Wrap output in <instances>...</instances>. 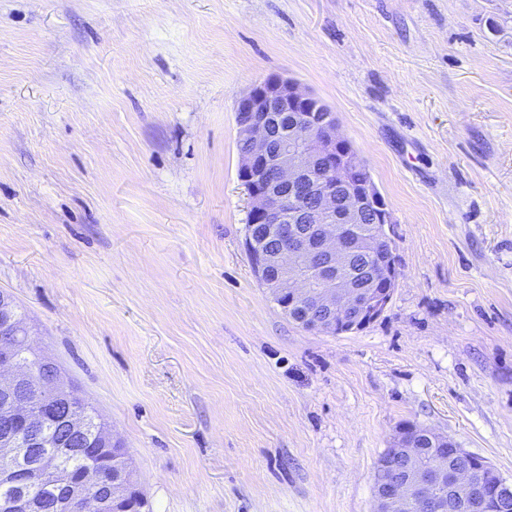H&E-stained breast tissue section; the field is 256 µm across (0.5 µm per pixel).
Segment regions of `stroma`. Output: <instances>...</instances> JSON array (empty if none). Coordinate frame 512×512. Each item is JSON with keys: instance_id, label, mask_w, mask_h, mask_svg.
<instances>
[{"instance_id": "35a3bbf8", "label": "stroma", "mask_w": 512, "mask_h": 512, "mask_svg": "<svg viewBox=\"0 0 512 512\" xmlns=\"http://www.w3.org/2000/svg\"><path fill=\"white\" fill-rule=\"evenodd\" d=\"M270 77L392 216L363 330L254 274L234 102ZM0 290L150 512H371L406 423L512 482V0H0Z\"/></svg>"}]
</instances>
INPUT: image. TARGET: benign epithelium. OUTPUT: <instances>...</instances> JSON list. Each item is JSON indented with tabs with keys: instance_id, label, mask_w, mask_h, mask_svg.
I'll use <instances>...</instances> for the list:
<instances>
[{
	"instance_id": "obj_1",
	"label": "benign epithelium",
	"mask_w": 512,
	"mask_h": 512,
	"mask_svg": "<svg viewBox=\"0 0 512 512\" xmlns=\"http://www.w3.org/2000/svg\"><path fill=\"white\" fill-rule=\"evenodd\" d=\"M319 111L315 97L290 79L268 78L240 96L235 120L247 148L238 176L250 197L246 246L261 287L301 327L336 336L384 313L399 268L389 262L372 272L358 226L373 214L374 240L392 249L391 218L382 207L372 212L368 199L351 190L357 160L342 151L335 118L319 120ZM340 202L348 224L338 231ZM21 341L41 367L36 380L16 361ZM80 400L0 291V483L19 490L4 508L39 512L24 490L49 483L78 512H141L144 498L133 475L108 464L120 440L102 425L86 441ZM49 424L57 429V447L93 446L97 461L76 473L58 455L39 452ZM372 512H512V484L454 439L409 423L376 466Z\"/></svg>"
}]
</instances>
